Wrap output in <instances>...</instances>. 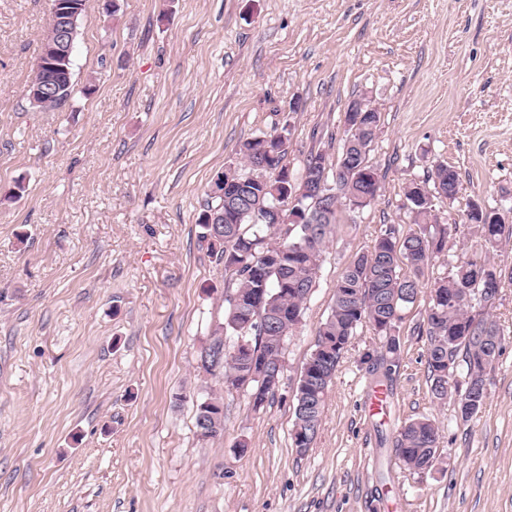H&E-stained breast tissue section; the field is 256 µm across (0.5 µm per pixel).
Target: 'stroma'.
Masks as SVG:
<instances>
[{
  "label": "stroma",
  "instance_id": "stroma-1",
  "mask_svg": "<svg viewBox=\"0 0 512 512\" xmlns=\"http://www.w3.org/2000/svg\"><path fill=\"white\" fill-rule=\"evenodd\" d=\"M50 23V0H0V512H512V238L491 255L504 344L476 418L432 398L417 332L429 287L482 251L468 203L512 224V0H87L74 96L41 111L25 89ZM358 99L380 114L381 189L343 211L280 388L252 411L199 365L235 283L198 216L246 139L286 125L290 169L335 163ZM439 162L460 179L434 201L448 253L402 311L387 411L366 405L363 324L298 453L296 383L337 277L387 225L412 230L406 188ZM210 393L224 434L202 441ZM422 416L439 463L418 474L392 440Z\"/></svg>",
  "mask_w": 512,
  "mask_h": 512
}]
</instances>
